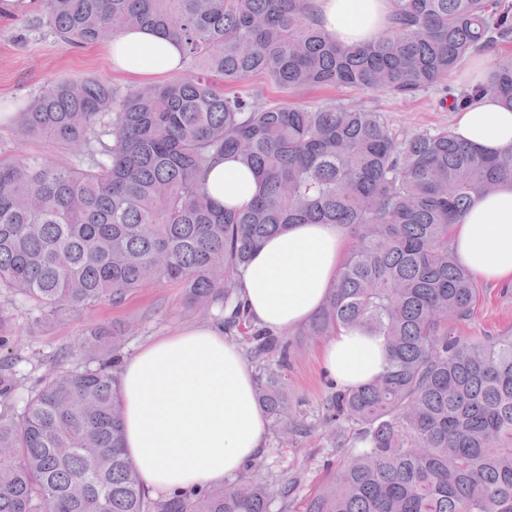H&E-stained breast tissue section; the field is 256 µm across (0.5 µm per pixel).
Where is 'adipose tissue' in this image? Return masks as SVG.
<instances>
[{
	"mask_svg": "<svg viewBox=\"0 0 512 512\" xmlns=\"http://www.w3.org/2000/svg\"><path fill=\"white\" fill-rule=\"evenodd\" d=\"M319 25L336 42H370L388 28L387 0H315ZM113 71L138 79L179 70L178 43L147 29H125L104 47ZM457 136L491 154L512 150V111L485 95L453 114ZM206 187L219 205H248L256 175L233 158H216ZM448 237L459 265L485 283L512 284V184L480 196ZM348 253L338 224H296L266 240L242 276L241 295L260 326L286 332L323 306ZM321 361L338 386L354 388L388 363L385 341L343 330L328 337ZM123 445L142 484L169 496L220 483L258 457L267 425L255 378L240 347L215 323L192 325L144 344L118 374Z\"/></svg>",
	"mask_w": 512,
	"mask_h": 512,
	"instance_id": "ef3b65f1",
	"label": "adipose tissue"
}]
</instances>
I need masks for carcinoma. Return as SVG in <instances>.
I'll return each instance as SVG.
<instances>
[{"mask_svg": "<svg viewBox=\"0 0 512 512\" xmlns=\"http://www.w3.org/2000/svg\"><path fill=\"white\" fill-rule=\"evenodd\" d=\"M64 42L106 43L125 28L178 42L188 75L121 90L101 80L46 86L16 109L21 139L73 150L0 157V290L33 306L35 326L101 300L178 282L196 311L222 321L259 366L256 398L270 427L304 437L289 416L288 343L256 325L240 274L266 239L294 224H340L354 237L324 306L302 336L341 329L381 336L385 371L333 387L324 436L354 448L302 512H512V337L473 342L453 323L476 290L448 227L475 199L512 184V152L489 157L454 132L399 136L354 104L266 103L221 82L263 78L290 90L325 86L412 97L461 62L512 43V0H390L374 41L342 45L313 0H43ZM481 95L512 110V57L448 90L459 109ZM232 154L259 176L255 201L220 206L205 187ZM11 315L0 306V351ZM106 326L84 362L30 388L21 409L11 354L0 358V512H288L296 481L274 493L260 460L213 488L146 493L122 448L117 361Z\"/></svg>", "mask_w": 512, "mask_h": 512, "instance_id": "obj_1", "label": "carcinoma"}]
</instances>
